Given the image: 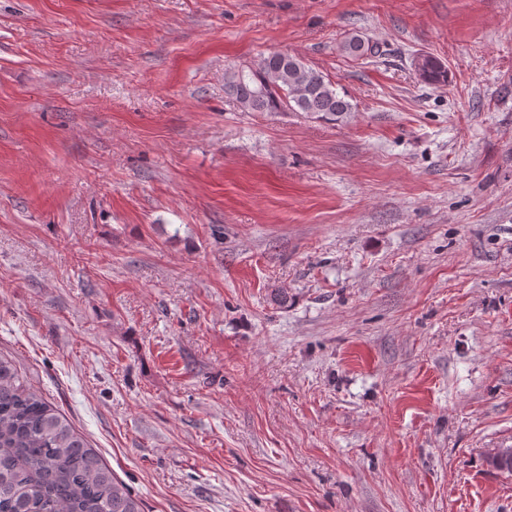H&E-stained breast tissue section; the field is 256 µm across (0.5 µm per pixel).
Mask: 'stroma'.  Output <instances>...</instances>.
<instances>
[{"label": "stroma", "mask_w": 512, "mask_h": 512, "mask_svg": "<svg viewBox=\"0 0 512 512\" xmlns=\"http://www.w3.org/2000/svg\"><path fill=\"white\" fill-rule=\"evenodd\" d=\"M0 356L144 512H512V0H0ZM224 94L247 112H299L342 122L355 106L331 80L302 58L273 52L224 73ZM416 71L421 80L436 87L447 86L448 68L432 55H421L415 63Z\"/></svg>", "instance_id": "1"}]
</instances>
